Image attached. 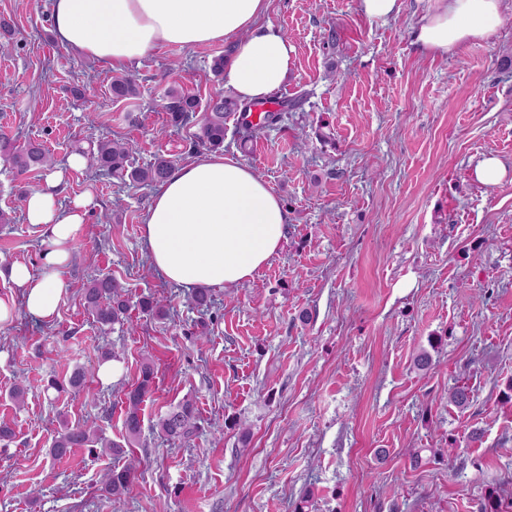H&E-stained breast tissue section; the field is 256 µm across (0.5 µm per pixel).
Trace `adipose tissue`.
<instances>
[{
    "instance_id": "ef3b65f1",
    "label": "adipose tissue",
    "mask_w": 512,
    "mask_h": 512,
    "mask_svg": "<svg viewBox=\"0 0 512 512\" xmlns=\"http://www.w3.org/2000/svg\"><path fill=\"white\" fill-rule=\"evenodd\" d=\"M269 0H53V33L65 48L123 70L164 45H229L225 89L244 102L264 100L285 80L295 47L266 23ZM501 22L500 0H435L416 35L421 52L445 54L489 39ZM63 174L24 200L28 223L43 226L40 272L12 263L9 278L19 299L0 298V325L19 310L52 319L67 283L91 196L58 204ZM288 213L267 184L243 162L213 152L176 168L158 186L141 240L159 273L186 289L229 288L248 280L279 250Z\"/></svg>"
}]
</instances>
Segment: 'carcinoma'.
Instances as JSON below:
<instances>
[{"label": "carcinoma", "mask_w": 512, "mask_h": 512, "mask_svg": "<svg viewBox=\"0 0 512 512\" xmlns=\"http://www.w3.org/2000/svg\"><path fill=\"white\" fill-rule=\"evenodd\" d=\"M112 95L117 99H128L137 96L138 85L130 76L120 77L112 81ZM169 112L175 125L195 126L194 145L218 149L224 145V122L233 112L243 113L250 106L240 103L234 96L226 97L219 94L209 100L204 111H198V103L177 88L168 89L163 105ZM275 115L271 112L263 116L256 124L245 123L241 147L255 137L266 124L272 122ZM0 149L6 151L8 161L20 172L44 170L50 166V157L42 144L29 141L23 146H13L8 139L0 141ZM136 145L125 140H105L99 142L96 149L86 155L88 165L103 174L116 178L121 182L133 184H153L166 180L172 172V162L164 157H157L145 167L134 165L133 155ZM84 305L93 321L102 327L115 324L124 325L129 322L131 301L124 293L119 281L110 277H96L87 283L84 291ZM140 312L157 319H164L170 307L161 300L147 296L136 302ZM155 379V366L146 358L140 366L137 385L126 394V406L123 419L124 439L127 444L137 441L142 433L140 405L145 396L151 392ZM86 373L81 369L74 370L66 383L55 379L48 382V387L60 392L69 387L80 390L85 387ZM448 398L452 404L464 409L470 402V391L464 385L450 389ZM155 430L166 441H182L200 433L199 416L193 400L187 398L170 407L161 415ZM73 448H85L89 454L98 456L107 454L114 458H123L127 450L123 445L107 440L96 422H83L74 425L63 424V429L54 436L50 454L55 458L66 455ZM136 465L132 462L114 467L104 475L102 490L112 502L118 503L128 492L135 479Z\"/></svg>", "instance_id": "1"}]
</instances>
